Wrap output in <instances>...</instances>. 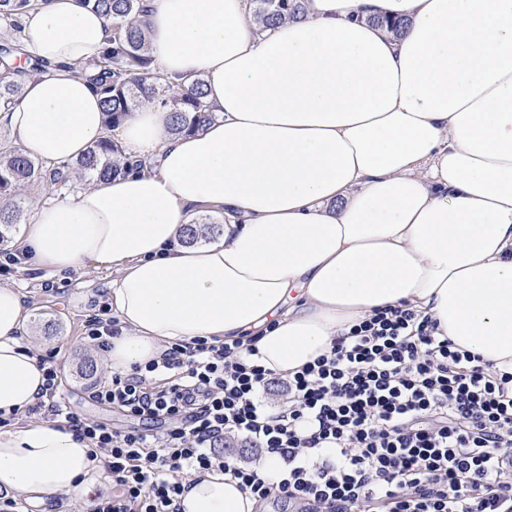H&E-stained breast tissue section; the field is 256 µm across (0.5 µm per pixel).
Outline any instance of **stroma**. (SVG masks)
<instances>
[{
    "label": "stroma",
    "mask_w": 512,
    "mask_h": 512,
    "mask_svg": "<svg viewBox=\"0 0 512 512\" xmlns=\"http://www.w3.org/2000/svg\"><path fill=\"white\" fill-rule=\"evenodd\" d=\"M109 278V272L93 269L60 278L26 264L0 270V283H16L27 293L31 316L24 339L39 354H55L65 402L87 419L127 428L131 422L120 410L89 397L91 387L108 378L109 370L104 352L84 343L85 322L94 303L103 299Z\"/></svg>",
    "instance_id": "1"
}]
</instances>
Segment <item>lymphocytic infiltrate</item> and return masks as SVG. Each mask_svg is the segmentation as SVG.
I'll return each instance as SVG.
<instances>
[{"label":"lymphocytic infiltrate","mask_w":512,"mask_h":512,"mask_svg":"<svg viewBox=\"0 0 512 512\" xmlns=\"http://www.w3.org/2000/svg\"><path fill=\"white\" fill-rule=\"evenodd\" d=\"M429 317L376 311L294 376L241 360L245 342L173 344L91 398L162 434L119 431L65 405L52 356L31 415L60 422L104 461L114 492L89 512H181L183 477L230 471L292 512H512V373L439 338ZM281 385L285 408L265 401ZM239 438L277 454L276 482L224 456Z\"/></svg>","instance_id":"lymphocytic-infiltrate-1"}]
</instances>
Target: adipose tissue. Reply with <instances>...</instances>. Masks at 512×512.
Masks as SVG:
<instances>
[{"label": "adipose tissue", "mask_w": 512, "mask_h": 512, "mask_svg": "<svg viewBox=\"0 0 512 512\" xmlns=\"http://www.w3.org/2000/svg\"><path fill=\"white\" fill-rule=\"evenodd\" d=\"M145 19L158 71L203 77L214 117L175 135L168 113H132L116 135L147 171L44 189L10 243L53 274L110 272L111 372L249 336L246 361L288 377L389 306L512 371V0H305L303 18L268 30L249 0H148ZM19 25L49 68L22 76L0 126L27 155L76 162L105 134L86 67L107 19L44 0ZM204 213L223 216L222 238L187 243ZM27 317L23 290L0 283L6 415L44 382ZM88 452L55 422L0 428V492L34 512L90 497L103 464ZM184 485L183 512H255L220 469Z\"/></svg>", "instance_id": "adipose-tissue-1"}]
</instances>
